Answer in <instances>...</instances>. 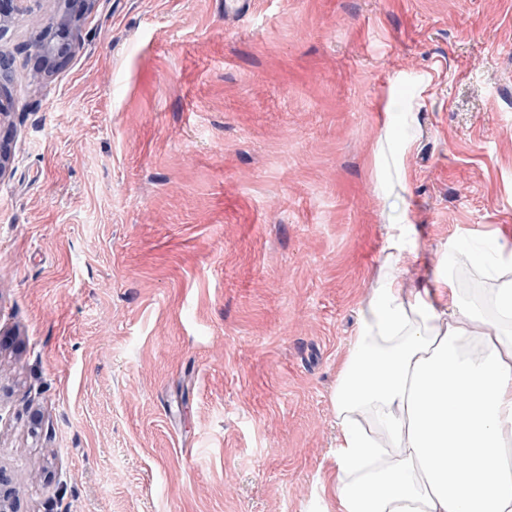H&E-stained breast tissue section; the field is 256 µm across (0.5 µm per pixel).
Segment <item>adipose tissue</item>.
<instances>
[{"instance_id": "ef3b65f1", "label": "adipose tissue", "mask_w": 512, "mask_h": 512, "mask_svg": "<svg viewBox=\"0 0 512 512\" xmlns=\"http://www.w3.org/2000/svg\"><path fill=\"white\" fill-rule=\"evenodd\" d=\"M387 109L376 163L398 170L417 116L394 100ZM409 228L386 227L388 254L336 381V512H512V249L487 253L495 285L468 303L449 271L405 285L418 258Z\"/></svg>"}]
</instances>
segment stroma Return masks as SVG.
<instances>
[{"mask_svg": "<svg viewBox=\"0 0 512 512\" xmlns=\"http://www.w3.org/2000/svg\"><path fill=\"white\" fill-rule=\"evenodd\" d=\"M65 0L0 53V468L16 512H316L337 374L409 208L430 270L512 249V0ZM418 115L379 191L386 104ZM69 11L51 17L44 25V44L41 48L35 43L32 53L35 58L36 73H47L56 67L72 52L71 31L77 15L87 9L92 0H68Z\"/></svg>", "mask_w": 512, "mask_h": 512, "instance_id": "obj_1", "label": "stroma"}]
</instances>
